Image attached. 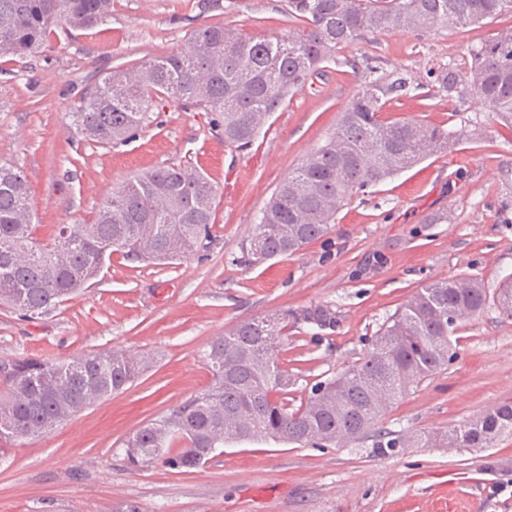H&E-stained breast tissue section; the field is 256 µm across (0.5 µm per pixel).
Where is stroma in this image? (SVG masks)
I'll return each mask as SVG.
<instances>
[{"instance_id":"stroma-1","label":"stroma","mask_w":512,"mask_h":512,"mask_svg":"<svg viewBox=\"0 0 512 512\" xmlns=\"http://www.w3.org/2000/svg\"><path fill=\"white\" fill-rule=\"evenodd\" d=\"M214 23L254 39L300 25L288 0H112L103 26L57 33L25 58L0 53V164L26 175L40 238L89 218L114 187L149 169L189 161L216 190L197 254L168 264L113 256L93 284L35 319L0 304V369L110 349L149 360L133 384L0 456V512H115L124 502L139 512H512L506 435L486 448L391 457L367 444H229L185 473L127 463L123 441L207 389L205 351L245 319L317 303L336 309L335 331L305 327L282 346L299 377L289 397L297 406L430 281L475 275L492 289L512 274V129L467 93L429 92L430 70L466 67L471 46L512 28L511 15L449 33L369 35L339 49L244 151L225 144L209 114L167 101L128 142L102 148L72 136L69 114L104 72L189 49L193 31ZM372 66L386 78L408 73L414 85L384 118L463 127L467 139L352 195L331 231L301 251L240 265L266 202L335 131ZM441 212L447 221L434 223ZM451 341L453 361L394 404L384 427L444 433L512 400V318L488 306Z\"/></svg>"}]
</instances>
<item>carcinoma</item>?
Here are the masks:
<instances>
[{"label": "carcinoma", "mask_w": 512, "mask_h": 512, "mask_svg": "<svg viewBox=\"0 0 512 512\" xmlns=\"http://www.w3.org/2000/svg\"><path fill=\"white\" fill-rule=\"evenodd\" d=\"M289 6L301 27L286 37L254 41L207 25L194 31L186 51L112 69L69 113L75 134L104 148L127 142L165 99L214 114L224 143L243 151L336 50L368 34L453 31L512 15V0H289ZM111 15L112 0H0V51L26 57L60 28L90 29ZM470 57L464 70L450 64L433 72L432 84L449 94L466 89L512 125V29L473 47ZM411 90L405 74L388 80L370 69L336 132L275 190L241 246L242 264L298 252L329 232L353 191L365 192L466 139L463 128L381 117ZM214 212L210 179L170 164L114 189L90 222L59 225L41 241L27 177L1 164L0 301L35 318L87 287L114 253L152 262L188 258L203 247ZM490 304L512 317L511 275L492 290L473 275L431 281L386 318L366 352L315 382L296 408L288 395L298 378L280 357L281 341L305 326L335 331L336 310L316 304L246 319L209 345L210 387L129 436L126 459L132 466L159 461L188 471L205 465L215 448L270 440L322 448L340 438L349 444L369 439L383 457L410 444L484 448L512 433V401L440 436L406 439L380 424L389 408L453 360L450 336L458 322ZM145 368V359L112 350L79 362L16 361L0 400V442L44 436L124 389Z\"/></svg>", "instance_id": "obj_1"}]
</instances>
